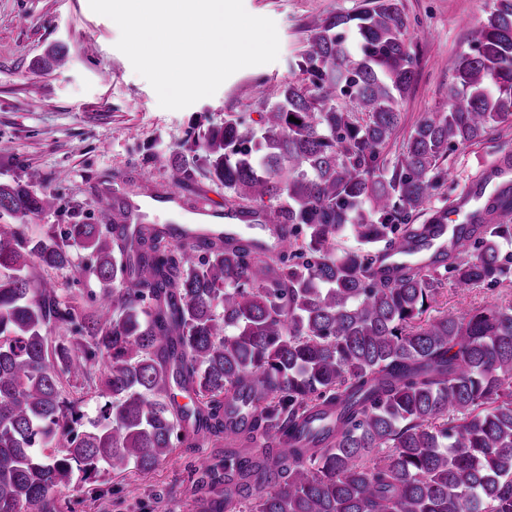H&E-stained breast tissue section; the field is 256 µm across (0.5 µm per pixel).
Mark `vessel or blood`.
<instances>
[{"instance_id": "1", "label": "vessel or blood", "mask_w": 512, "mask_h": 512, "mask_svg": "<svg viewBox=\"0 0 512 512\" xmlns=\"http://www.w3.org/2000/svg\"><path fill=\"white\" fill-rule=\"evenodd\" d=\"M512 190V154L504 153L497 169L488 173L486 179L462 193L455 202L454 223L435 225L432 234L422 243L414 245L404 243L402 248L384 254L381 262L388 276H396L400 266L412 262L421 266L430 263L433 255L445 250L451 244L456 226L470 220L472 215H479L482 220L498 222L503 218L502 212H488L486 203L504 192ZM208 199H198L194 211L196 221L188 225L189 235L216 230L224 236L226 249H233L241 235H248L266 250L274 251L287 246L288 228L283 224H239L235 221L233 211H226L225 221L216 227L206 223L210 215Z\"/></svg>"}]
</instances>
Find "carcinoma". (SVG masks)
Masks as SVG:
<instances>
[{"instance_id":"obj_1","label":"carcinoma","mask_w":512,"mask_h":512,"mask_svg":"<svg viewBox=\"0 0 512 512\" xmlns=\"http://www.w3.org/2000/svg\"><path fill=\"white\" fill-rule=\"evenodd\" d=\"M407 25L401 0L312 19L291 62L302 83L265 103L261 134L227 114L198 137L239 220L288 225L286 248L244 237L226 252L205 233L180 243L173 223L132 222L126 201L110 224L39 236L0 224V512H61L58 493L79 477L148 472L179 446L260 434L299 445L200 463L213 486L223 468L242 476L224 512H512V303L438 306L450 282H512L499 247L512 217L475 239L460 228L432 270L376 279L379 248L423 241L448 217L431 205L448 153L512 121V0H490L468 50L448 57V104L391 161L417 68ZM169 168L182 187L197 159L176 151ZM51 206L0 183V213ZM346 233L356 247H338ZM75 248L93 257L97 304L48 278L80 279ZM57 324L71 335L51 337ZM73 383L100 390L96 419Z\"/></svg>"}]
</instances>
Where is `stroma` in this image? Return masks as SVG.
<instances>
[{"label": "stroma", "mask_w": 512, "mask_h": 512, "mask_svg": "<svg viewBox=\"0 0 512 512\" xmlns=\"http://www.w3.org/2000/svg\"><path fill=\"white\" fill-rule=\"evenodd\" d=\"M409 17L405 39L418 58L413 88L402 105V124L385 150L394 157L403 136L426 112L446 106L453 82L450 55L466 47L468 30L485 19L488 0H402ZM246 11L271 18L280 52L275 62L241 69L215 95L182 110L158 104L151 85L116 48L118 26L94 13L89 0H0V183L23 182L51 194L53 208L29 217L30 232L68 224L100 223L113 196L134 202L158 224L193 221L201 196L223 216L224 188L197 172L167 211L173 150L195 146L200 129L225 115L258 123L262 104L281 86L300 80L289 66L303 28L331 12H355L363 0H243ZM62 64H47L52 52ZM499 138L448 155L450 187L461 194L485 169L512 150V123ZM223 443L179 448L155 470L131 471L111 481L79 480L64 490L63 512H201L214 499L196 483L199 459L219 460Z\"/></svg>", "instance_id": "obj_1"}]
</instances>
